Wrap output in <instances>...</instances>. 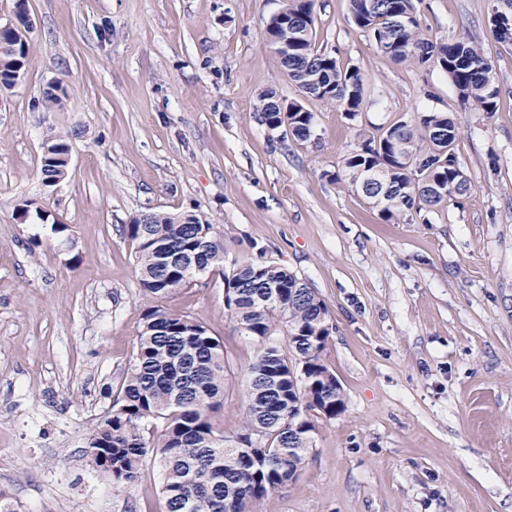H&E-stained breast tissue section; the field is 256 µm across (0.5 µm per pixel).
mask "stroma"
Returning <instances> with one entry per match:
<instances>
[{
  "label": "stroma",
  "instance_id": "1",
  "mask_svg": "<svg viewBox=\"0 0 512 512\" xmlns=\"http://www.w3.org/2000/svg\"><path fill=\"white\" fill-rule=\"evenodd\" d=\"M280 2L0 0V26L21 8L33 21L24 78L0 92V490L17 512L164 510L153 462L116 486L85 455L141 328L122 227L146 210L200 215L233 255L265 247L336 327L324 360L346 408L318 421L298 478L256 512H512V45L490 32V0H414L429 39L478 42L500 91L489 116L441 71L378 52L350 0H318V44L366 80L352 122L275 62L265 25ZM53 84L61 102L42 111ZM266 89L314 113L317 141L282 142L260 122ZM426 110L461 120L469 199L388 222L328 180L359 128ZM56 132L71 162L49 186L42 146ZM163 305L222 338L215 423L232 431L259 343L225 313L219 274Z\"/></svg>",
  "mask_w": 512,
  "mask_h": 512
}]
</instances>
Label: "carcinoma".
Returning a JSON list of instances; mask_svg holds the SVG:
<instances>
[{
  "label": "carcinoma",
  "instance_id": "1",
  "mask_svg": "<svg viewBox=\"0 0 512 512\" xmlns=\"http://www.w3.org/2000/svg\"><path fill=\"white\" fill-rule=\"evenodd\" d=\"M316 0H281L267 23L274 59L308 97L354 120L366 104L360 69L342 66L317 46ZM352 19L385 55L399 63L441 70L461 104L488 115L497 111L499 89L479 46L467 37L434 42L422 32L414 0H351ZM27 43L0 65V92L16 86ZM288 111H283V105ZM259 119L267 128L288 127L298 142L314 136V116L302 103L273 90L260 96ZM459 119L419 112L375 133L361 134L342 165L325 176L380 208L384 220L431 211L451 197L469 194L459 174L455 147ZM67 172L61 160L41 158L43 181ZM123 234L136 243L142 327L112 413L91 431L89 465L121 486L140 477L149 457L162 472L164 512H253L268 494L296 480L313 448L317 419L345 410V395L323 353L336 330L315 289L285 268L249 257L231 260L215 225L195 214L152 211L151 223L133 221ZM196 257L199 269L222 270L224 309L241 335L261 344L246 372V405L239 428L227 436L213 416L224 406V343L200 319L167 311L160 302L196 285L179 265ZM284 332L289 353L273 336ZM306 367L299 392L288 368Z\"/></svg>",
  "mask_w": 512,
  "mask_h": 512
}]
</instances>
